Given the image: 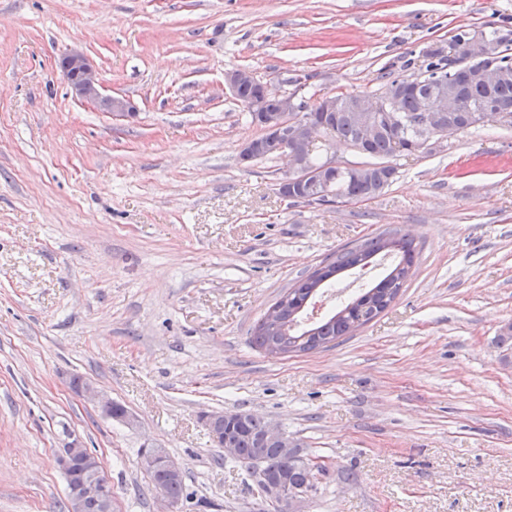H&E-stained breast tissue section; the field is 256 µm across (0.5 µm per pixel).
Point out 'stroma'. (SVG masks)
I'll list each match as a JSON object with an SVG mask.
<instances>
[{
	"label": "stroma",
	"mask_w": 512,
	"mask_h": 512,
	"mask_svg": "<svg viewBox=\"0 0 512 512\" xmlns=\"http://www.w3.org/2000/svg\"><path fill=\"white\" fill-rule=\"evenodd\" d=\"M461 28L512 39V0H0V512H65L70 433L115 512H161L152 443L183 466L180 512H256L217 411L325 456L307 512H512V126L390 157L360 204H293L285 158L242 160L261 130L224 85L245 68L275 94L368 91ZM72 49L135 117L75 96ZM389 230L417 257L381 315L327 350L252 346L298 277ZM82 381V378L74 377L72 379L71 385L77 388L82 383ZM77 391L80 396L95 403L100 408L101 412L107 417L112 418V408L114 405V419H119V417L124 413L126 409L119 403L115 404L112 399L105 398L92 383L84 382L80 385ZM120 419L129 428H137L139 426L137 417L128 411H126V413L120 417Z\"/></svg>",
	"instance_id": "stroma-1"
}]
</instances>
